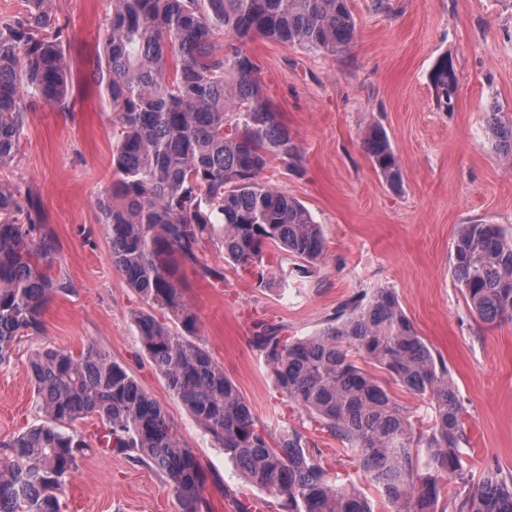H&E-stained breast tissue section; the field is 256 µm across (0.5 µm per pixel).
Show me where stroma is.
I'll return each instance as SVG.
<instances>
[{
    "label": "stroma",
    "instance_id": "stroma-1",
    "mask_svg": "<svg viewBox=\"0 0 512 512\" xmlns=\"http://www.w3.org/2000/svg\"><path fill=\"white\" fill-rule=\"evenodd\" d=\"M353 41L333 54L259 37L247 42L257 77L281 121L303 148L299 172L272 161L263 180L299 200L320 224L324 259L298 273V259L269 248L265 282L225 265L213 246L183 273L185 297L199 316L211 355L253 409L277 430L303 429L328 478L373 488L339 444L287 402L251 345L257 323L301 339L319 332L349 298L394 289L431 348L444 358L463 406L467 460L474 475L512 470V322L486 324L467 304L453 273L461 225L489 222L512 235V168L488 139L485 114L512 116V0H349ZM65 27L67 109H29L11 181L39 203L36 223L56 240L52 272L69 292L46 306L39 335L16 341L0 368V440L44 416L28 368L38 345L80 353L93 345L123 365L166 410L207 476L211 512L237 502L276 512L268 492L240 468L170 393L143 351L131 320L139 295L113 268L96 198L112 181L115 115L95 73L101 60L104 0H52ZM455 64L454 111L437 106L430 70ZM382 125L401 160L403 184L382 181L361 134ZM222 270L223 281L203 268ZM288 287H281L282 274ZM63 512H183L165 478L114 450L86 451L63 497Z\"/></svg>",
    "mask_w": 512,
    "mask_h": 512
}]
</instances>
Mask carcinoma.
<instances>
[{
	"mask_svg": "<svg viewBox=\"0 0 512 512\" xmlns=\"http://www.w3.org/2000/svg\"><path fill=\"white\" fill-rule=\"evenodd\" d=\"M103 57L97 81L116 114L112 183L97 197L112 265L149 310L133 314L143 350L171 394L236 461L245 477L271 493L277 512H377L352 487L327 478L304 433L276 434L198 340V316L178 273L198 264L206 244L224 263L265 281L266 247L309 264L324 258L320 225L295 198L260 179L278 159L295 169L301 148L278 119L242 47L263 37L334 53L354 38L348 0H106ZM0 15V171L15 156L26 98L61 110L69 96L64 32L48 0H21ZM232 42L219 53L215 37ZM448 111L458 89L448 56L430 76ZM488 131L512 162V118L491 107ZM362 147L393 190L401 162L387 132H364ZM36 200L0 181V367L14 342L37 334L44 309L69 291L52 274L55 243L32 217ZM454 274L465 299L488 324L512 321V236L497 224L461 225ZM253 347L283 396L340 443L367 474L388 512H446L439 483H454L452 512H512V470L466 468L467 438L458 392L446 362L402 310L395 291L351 298L319 333L288 340L261 324ZM37 426L0 441V512H61V496L85 451L67 427L94 416L98 445L153 467L168 479L184 512H210L204 469L183 446L164 408L125 367L91 345L80 354L49 346L29 361ZM399 386L426 403L415 426L392 395ZM428 453L420 457L419 449Z\"/></svg>",
	"mask_w": 512,
	"mask_h": 512,
	"instance_id": "cac0c4a2",
	"label": "carcinoma"
}]
</instances>
